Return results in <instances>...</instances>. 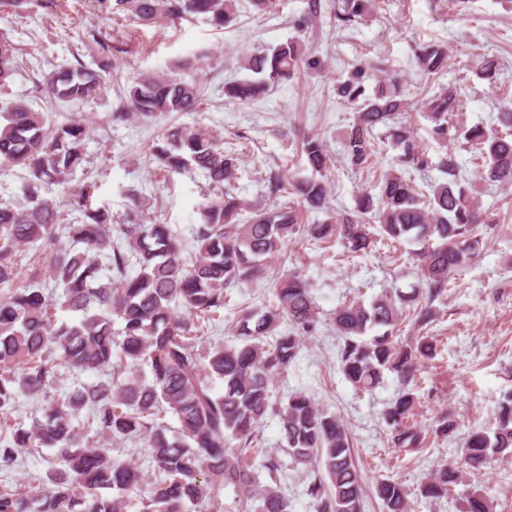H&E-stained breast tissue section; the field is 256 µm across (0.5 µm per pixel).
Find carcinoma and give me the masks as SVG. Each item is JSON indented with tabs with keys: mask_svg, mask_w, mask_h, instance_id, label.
Returning a JSON list of instances; mask_svg holds the SVG:
<instances>
[{
	"mask_svg": "<svg viewBox=\"0 0 512 512\" xmlns=\"http://www.w3.org/2000/svg\"><path fill=\"white\" fill-rule=\"evenodd\" d=\"M95 2L101 20L120 12L143 24L204 15L222 27L236 17L241 0ZM372 9L373 0H337L333 19L346 26ZM415 62L435 80L448 70V46L422 44ZM243 68L254 77L225 84L230 101L253 102L282 80L321 71L323 61L302 40L291 39L269 53L245 57ZM370 69L359 63L336 83V96L355 112L342 144L358 169L378 154L380 142L394 155L378 193H359L354 209L343 213L329 205L330 158L316 135L302 139L311 175L267 177L274 197L292 188L299 199L295 207L251 205L223 191L237 158L224 152L212 131L174 127L162 133L153 156L163 176L199 170L221 190L198 203L201 223L193 227L194 249L187 255L170 225L147 221L139 207L114 224L106 206L96 204L95 184L69 191L86 156L88 128L81 120L58 123L25 98L0 113V164L24 171L16 202L0 205V288L6 290L0 298V427L11 431L0 445V471L13 469L20 451L29 448H53L59 463L22 489L1 488L0 512H123L124 496L142 482L138 461L124 457L129 442L148 449L156 471L143 512H190L218 499L228 486L241 494L243 512H290L281 461L262 457L269 479L263 485L254 469L257 450L251 444L269 416L279 418L292 463L307 469L305 494L315 512H361L362 482L343 423L303 393L272 399V380L288 370L301 338L316 328L310 284L294 273L276 277L273 302L241 310L238 345L213 343L206 333L230 290L266 277L267 260L292 239L334 237L351 252L364 253L373 243L375 223L381 236L411 246L422 285L384 290L368 303L353 300L336 310L334 324L343 339L340 370L359 391L375 389L386 371L396 374L402 389L383 419L395 447H424L426 436L409 424L417 399L409 384L420 363L433 357V338L418 335L403 343L396 332L406 319L418 331L433 321L435 303L448 299L450 281L480 254L490 216L476 185L464 177L465 167L478 168L490 187H511L512 132L494 133L481 122L459 125L454 117L463 93L454 81L437 84L432 94L424 89L412 102L399 78L389 75L370 95ZM472 69L489 85L498 84L495 56H478ZM16 70L17 47L1 37L0 87ZM106 88V77L80 61L35 83L37 93L62 102L90 103ZM201 101V88L193 82L141 74L125 110L111 118L194 112ZM412 107L430 122L436 143L453 147L429 154L405 120ZM434 171L443 179L432 178ZM418 178L429 191L417 187ZM53 185L81 213L78 223H63L56 203L44 196ZM31 250L37 258L24 275L22 260ZM42 256L43 265L37 262ZM49 280L61 289L56 298L45 292ZM59 311L69 318L59 319ZM284 324L291 330L280 331ZM106 368V376L81 381L69 393H50L62 370L78 379ZM22 396L41 401V415L14 428L12 414ZM85 409L96 435L110 447H79ZM168 415L177 427L165 424ZM494 456L512 459V393L494 412V427L471 432L465 442L464 461L471 468ZM461 477L462 471L444 464L429 473L420 493L444 497ZM376 495L386 512H406L407 491L400 482L378 481Z\"/></svg>",
	"mask_w": 512,
	"mask_h": 512,
	"instance_id": "obj_1",
	"label": "carcinoma"
}]
</instances>
